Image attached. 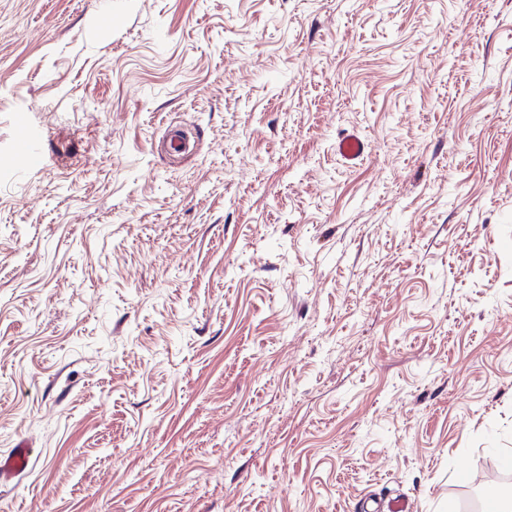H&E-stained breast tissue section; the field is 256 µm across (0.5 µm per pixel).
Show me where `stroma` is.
Here are the masks:
<instances>
[{
  "label": "stroma",
  "mask_w": 512,
  "mask_h": 512,
  "mask_svg": "<svg viewBox=\"0 0 512 512\" xmlns=\"http://www.w3.org/2000/svg\"><path fill=\"white\" fill-rule=\"evenodd\" d=\"M11 448L0 512H461L512 476V8L0 0ZM367 145L357 134H343L336 141V152L346 161L363 160ZM29 448H11L0 455V486H6L20 478L26 471L31 457Z\"/></svg>",
  "instance_id": "1"
}]
</instances>
